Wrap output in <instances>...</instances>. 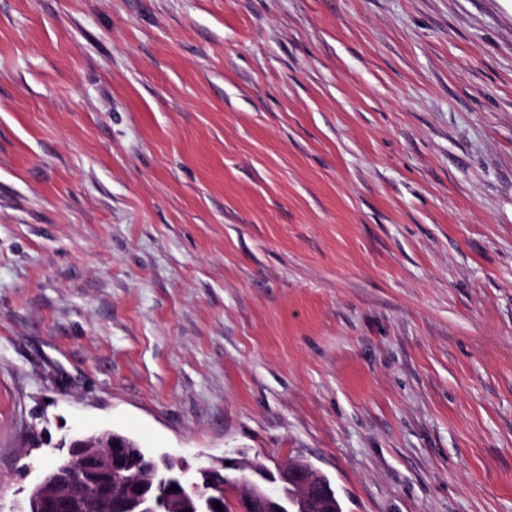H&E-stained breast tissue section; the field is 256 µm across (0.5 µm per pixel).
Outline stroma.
I'll use <instances>...</instances> for the list:
<instances>
[{
	"label": "stroma",
	"instance_id": "35a3bbf8",
	"mask_svg": "<svg viewBox=\"0 0 512 512\" xmlns=\"http://www.w3.org/2000/svg\"><path fill=\"white\" fill-rule=\"evenodd\" d=\"M108 429L512 512V0H0V512Z\"/></svg>",
	"mask_w": 512,
	"mask_h": 512
}]
</instances>
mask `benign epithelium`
Listing matches in <instances>:
<instances>
[{"label": "benign epithelium", "mask_w": 512, "mask_h": 512, "mask_svg": "<svg viewBox=\"0 0 512 512\" xmlns=\"http://www.w3.org/2000/svg\"><path fill=\"white\" fill-rule=\"evenodd\" d=\"M123 444L110 434L77 439L72 444L70 463L64 473L47 468L39 485L29 496L30 512H87L90 504L100 512H180L174 498L194 485L176 492L165 491L161 497L145 499V493L123 481L127 462L120 448ZM224 475V483L238 484L233 497L236 512H293L292 501L304 503L307 512H334V506L323 492L318 475L298 463L281 465L276 470L279 486L288 489L282 497L258 482L239 479L235 463L213 467Z\"/></svg>", "instance_id": "1"}]
</instances>
